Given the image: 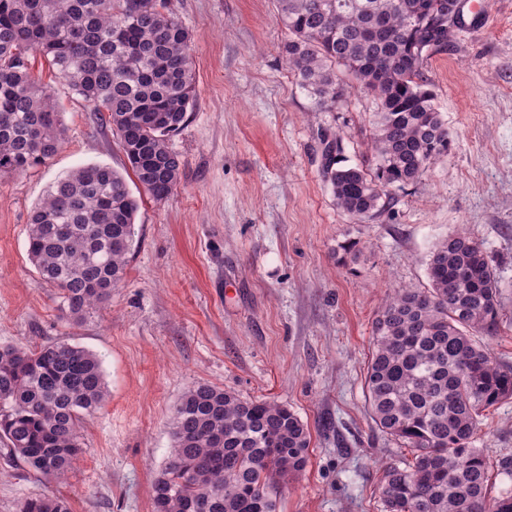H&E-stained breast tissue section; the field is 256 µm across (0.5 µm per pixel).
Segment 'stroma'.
Instances as JSON below:
<instances>
[{"instance_id":"stroma-1","label":"stroma","mask_w":512,"mask_h":512,"mask_svg":"<svg viewBox=\"0 0 512 512\" xmlns=\"http://www.w3.org/2000/svg\"><path fill=\"white\" fill-rule=\"evenodd\" d=\"M168 3L192 35L196 72V107L169 140L180 183L157 201L127 175L139 203L127 275L78 322L28 259L30 213L76 167L128 162L92 105L29 55L65 131L45 164L0 176V343L93 351L108 398L61 478L0 456V512L43 494L72 512H153L173 407L199 384L277 401L307 425L309 460L281 483L280 512H384V469L408 452L369 417L373 323L396 289L427 287L430 251L458 229L482 242L498 276L503 323L489 345L512 365V0H485L487 25L462 19L429 57L448 154L359 224L323 180L321 137L340 134L348 164L366 163L374 99L351 84L336 108L315 111L282 59L288 33L272 0ZM477 445L495 491L512 492V400L491 409Z\"/></svg>"}]
</instances>
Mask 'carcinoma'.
Wrapping results in <instances>:
<instances>
[{"mask_svg":"<svg viewBox=\"0 0 512 512\" xmlns=\"http://www.w3.org/2000/svg\"><path fill=\"white\" fill-rule=\"evenodd\" d=\"M288 31L282 55L316 110L345 95L344 67L376 105L370 173L343 164L341 138L322 140V173L355 223L376 215L387 188L417 181L448 154V126L425 88L424 61L448 45L449 0H275ZM192 36L166 0H0V175L24 173L58 151L63 113L30 72L27 52L102 113L138 184L168 198L181 161L168 141L196 106ZM138 201L122 173L79 167L53 182L32 211L27 253L41 279L81 319L125 279ZM427 288L388 297L373 325L365 377L372 424L412 453L385 469V512H512L493 494L483 412L512 399V366L484 337L497 335L500 291L483 245L465 230L439 241ZM100 358L67 342L0 344L4 456L58 479L81 450L80 424L101 409ZM172 449L152 485L153 512H279L280 482L308 463L310 434L287 406L199 384L177 401ZM19 512H71L43 495Z\"/></svg>","mask_w":512,"mask_h":512,"instance_id":"cac0c4a2","label":"carcinoma"}]
</instances>
